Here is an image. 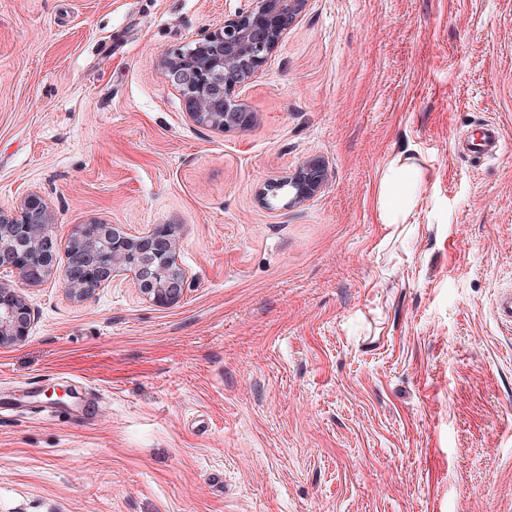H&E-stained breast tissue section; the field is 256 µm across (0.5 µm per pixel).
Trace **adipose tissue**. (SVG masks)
I'll return each instance as SVG.
<instances>
[{
  "instance_id": "1",
  "label": "adipose tissue",
  "mask_w": 512,
  "mask_h": 512,
  "mask_svg": "<svg viewBox=\"0 0 512 512\" xmlns=\"http://www.w3.org/2000/svg\"><path fill=\"white\" fill-rule=\"evenodd\" d=\"M421 179V170L410 154L403 152L390 160L380 177L378 218L381 223H405L415 206L416 186Z\"/></svg>"
}]
</instances>
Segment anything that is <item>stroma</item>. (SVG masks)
Here are the masks:
<instances>
[{
  "mask_svg": "<svg viewBox=\"0 0 512 512\" xmlns=\"http://www.w3.org/2000/svg\"><path fill=\"white\" fill-rule=\"evenodd\" d=\"M245 4L0 0V210L39 193L56 242L42 284L0 273L33 314L0 346V512H512V0H309L224 134L163 60ZM483 118L503 153L454 151ZM312 157L320 193L262 202ZM90 223L174 225L181 300L68 295ZM421 179V170L408 151L390 160L380 177V223L406 224V218L415 206L416 185Z\"/></svg>",
  "mask_w": 512,
  "mask_h": 512,
  "instance_id": "stroma-1",
  "label": "stroma"
}]
</instances>
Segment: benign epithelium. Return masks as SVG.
I'll return each instance as SVG.
<instances>
[{"label": "benign epithelium", "instance_id": "obj_1", "mask_svg": "<svg viewBox=\"0 0 512 512\" xmlns=\"http://www.w3.org/2000/svg\"><path fill=\"white\" fill-rule=\"evenodd\" d=\"M247 2V7L199 34L192 48L166 60L168 78L179 86L189 119L224 133L252 121L239 91L267 64L309 0ZM326 180L324 162L310 158L287 177L268 183L263 195L286 183L293 188L291 202L302 203L319 193ZM69 249L74 265L64 269L62 283L76 299L87 298L118 272L132 273L141 293L157 306L173 305L184 294L185 274L177 265L176 241L168 224H154L136 236L108 224H85ZM0 268L29 285L42 283L54 269L50 213L34 192L13 212L0 210ZM30 324L26 301L12 285L1 282L0 345L24 340Z\"/></svg>", "mask_w": 512, "mask_h": 512}]
</instances>
